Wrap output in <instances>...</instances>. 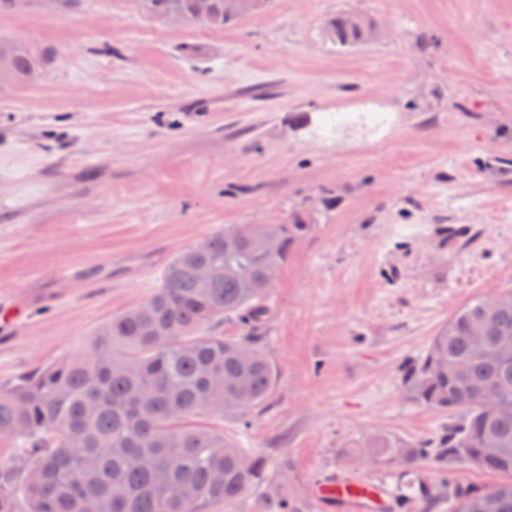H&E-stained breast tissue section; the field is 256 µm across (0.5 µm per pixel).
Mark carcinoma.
<instances>
[{
	"label": "carcinoma",
	"instance_id": "carcinoma-1",
	"mask_svg": "<svg viewBox=\"0 0 512 512\" xmlns=\"http://www.w3.org/2000/svg\"><path fill=\"white\" fill-rule=\"evenodd\" d=\"M143 14L178 10L195 25L198 0H135ZM221 30L237 21L224 0H208ZM376 21L338 13L329 20V40L341 47L369 41ZM14 83L41 70L28 45L15 43L7 61ZM309 229L305 210L285 224H241L209 237L202 249L178 253L164 268L161 285L142 304L104 322L80 349L0 387V436L20 437L34 448L23 475V498L15 474L0 470V512H209L229 506L266 469L224 434L202 423L211 415L241 417L271 399L278 380L274 360L253 336L273 286V271ZM281 236L282 252L269 256L263 238ZM211 266L207 281L198 268ZM485 300L460 308L435 336L422 362L405 381L417 399L459 415L437 444L436 459H455V449L474 452L494 436L504 445L480 471L495 478L484 486L458 487L452 512H470L472 498H493V512H512V412L490 418L485 407L512 395V362L493 348L512 338V302L494 311L485 331L487 351L471 348V329L485 321ZM238 318L243 333L216 336L210 327ZM465 364L463 378L448 368ZM429 445L403 450L380 440L376 453L411 467L429 457Z\"/></svg>",
	"mask_w": 512,
	"mask_h": 512
}]
</instances>
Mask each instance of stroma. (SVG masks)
<instances>
[{"label":"stroma","instance_id":"obj_1","mask_svg":"<svg viewBox=\"0 0 512 512\" xmlns=\"http://www.w3.org/2000/svg\"><path fill=\"white\" fill-rule=\"evenodd\" d=\"M339 12L376 37L332 44ZM1 38L46 64L0 85V386L146 301L182 250L311 207L257 330L276 390L211 422L264 481L211 512H320L340 476L448 512L449 487L490 483L373 445L447 430L404 372L461 307L512 290V0H274L221 31L134 0H17Z\"/></svg>","mask_w":512,"mask_h":512}]
</instances>
